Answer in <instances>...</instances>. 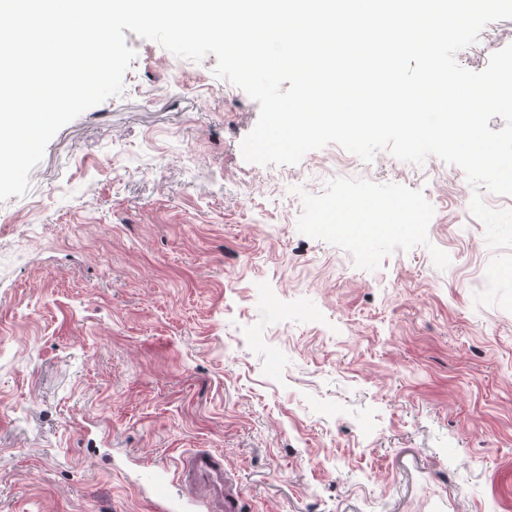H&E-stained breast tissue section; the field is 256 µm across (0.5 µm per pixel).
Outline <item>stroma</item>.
Segmentation results:
<instances>
[{
    "label": "stroma",
    "instance_id": "1",
    "mask_svg": "<svg viewBox=\"0 0 512 512\" xmlns=\"http://www.w3.org/2000/svg\"><path fill=\"white\" fill-rule=\"evenodd\" d=\"M126 44L122 93L0 202V512H150L126 457L200 450L204 512H512V250L463 170L246 162L259 105L215 55ZM509 44L496 21L456 59ZM379 197L415 227L314 211Z\"/></svg>",
    "mask_w": 512,
    "mask_h": 512
}]
</instances>
